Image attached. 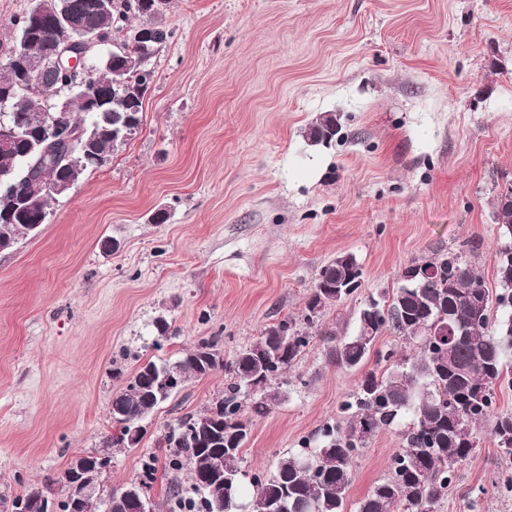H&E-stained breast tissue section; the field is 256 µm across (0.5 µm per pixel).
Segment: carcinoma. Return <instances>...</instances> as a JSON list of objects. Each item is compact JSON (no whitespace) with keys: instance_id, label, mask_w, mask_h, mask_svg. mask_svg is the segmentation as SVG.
<instances>
[{"instance_id":"1","label":"carcinoma","mask_w":512,"mask_h":512,"mask_svg":"<svg viewBox=\"0 0 512 512\" xmlns=\"http://www.w3.org/2000/svg\"><path fill=\"white\" fill-rule=\"evenodd\" d=\"M135 8L120 0L109 10L104 0H62L63 12L80 22L88 32H122L129 13L153 26L161 43L172 31L160 23L149 0ZM14 44L24 43L25 54L42 62V78L56 81L48 57L59 40L80 34L58 18L33 20L22 16L12 22ZM153 74L144 67L142 52L126 44V52L102 56L99 64L87 66L86 85L69 99L65 123L80 133L77 143L45 147L36 138L0 151V175L7 176L6 191L18 201L5 226L0 228V249L40 226L48 217L49 194L30 201L25 197L29 168L49 181L64 177L68 151L90 160L109 156L117 144L137 133L142 123L144 95ZM21 117L37 131L46 116L32 109V93L22 81L21 67L12 59L0 68V116ZM339 123L334 112H325L309 125L305 138L312 146L329 147L336 141ZM432 270L429 276L424 270ZM362 270L352 254L337 257L323 266L311 289L302 323L284 319L265 329L256 342L247 345L229 362L213 340H202L183 352L174 363L147 360L131 374L112 397L110 414L117 432L110 437L114 447L125 442L130 431L142 433L141 422L171 394L150 390L152 383L170 372L182 382L206 377L218 370L227 373L224 392L200 414L181 417L163 435L168 449L165 468L172 478L167 497L170 512H250L260 501L262 512H345L351 484V464L379 430L391 426L408 411L413 420L403 434V444L391 458L390 475L376 483L357 504L356 512H433L448 492L457 465L473 455L478 439L489 432L493 444L512 455V416L492 417L495 386L503 379L512 358V288H504L496 301L499 318L491 306L481 305L491 297L489 288L471 264L456 254L439 253L408 266L402 285L389 304L372 299L360 311L357 331L336 339L330 358L339 368L357 369L367 360L376 339L389 331L419 342L412 357L392 361L393 352L379 356L392 364L384 371L368 370L357 382L351 398L342 404L343 423L327 424L319 443L284 455L276 468L249 475L243 469L242 450L248 442L251 421L243 417L248 397L254 414L261 416L281 396L273 386L309 344V333L320 310L356 292ZM189 469L198 500L186 501L177 474ZM158 472L157 460H141L136 482L151 488ZM210 473L224 477V493L211 489ZM98 505L91 512H107L108 504L126 489H108L96 481ZM40 490L16 497L13 512H50L49 500L38 502Z\"/></svg>"}]
</instances>
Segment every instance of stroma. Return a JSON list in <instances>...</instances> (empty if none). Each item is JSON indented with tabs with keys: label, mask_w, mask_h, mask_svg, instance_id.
Here are the masks:
<instances>
[{
	"label": "stroma",
	"mask_w": 512,
	"mask_h": 512,
	"mask_svg": "<svg viewBox=\"0 0 512 512\" xmlns=\"http://www.w3.org/2000/svg\"><path fill=\"white\" fill-rule=\"evenodd\" d=\"M161 22L173 36L146 63L138 133L52 202L38 235L0 252V512L34 488L63 499L57 478L81 453L109 457L112 489L143 457L165 458L166 428L207 408L225 375L188 381L137 447L113 448L125 374L203 339L232 359L302 318L338 255L356 256L362 286L322 309L281 400L252 417L248 472L273 471L338 417L362 370L336 367L331 341L354 335L359 310L391 297L406 267L471 243L467 260L499 290L512 0H171ZM326 112L339 139L309 145ZM403 429L354 458L348 512L388 477ZM511 475L481 436L435 512H512Z\"/></svg>",
	"instance_id": "35a3bbf8"
}]
</instances>
